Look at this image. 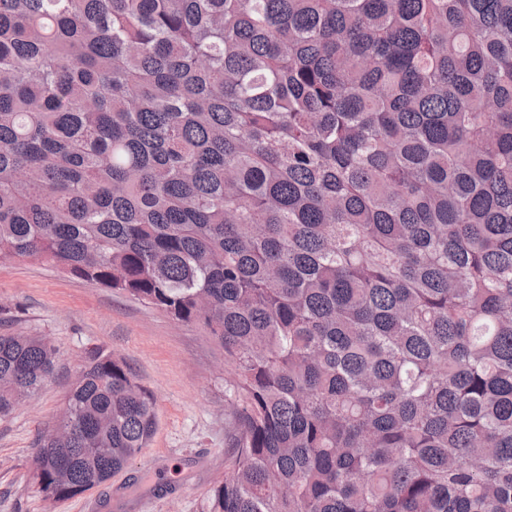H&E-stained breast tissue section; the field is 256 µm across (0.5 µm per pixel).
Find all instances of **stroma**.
<instances>
[{
  "instance_id": "stroma-1",
  "label": "stroma",
  "mask_w": 512,
  "mask_h": 512,
  "mask_svg": "<svg viewBox=\"0 0 512 512\" xmlns=\"http://www.w3.org/2000/svg\"><path fill=\"white\" fill-rule=\"evenodd\" d=\"M47 338L58 363L47 386L0 420V512H206L224 480L233 431L224 356L199 325L38 262H0V333ZM124 359L156 399L157 428L142 454L103 487L55 504L31 469L38 434L57 423L87 348Z\"/></svg>"
}]
</instances>
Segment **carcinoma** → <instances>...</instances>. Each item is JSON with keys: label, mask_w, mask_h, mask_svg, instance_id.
Returning <instances> with one entry per match:
<instances>
[{"label": "carcinoma", "mask_w": 512, "mask_h": 512, "mask_svg": "<svg viewBox=\"0 0 512 512\" xmlns=\"http://www.w3.org/2000/svg\"><path fill=\"white\" fill-rule=\"evenodd\" d=\"M1 254L223 352L207 512H512V0H0ZM64 403L55 502L157 426L100 347Z\"/></svg>", "instance_id": "carcinoma-1"}]
</instances>
